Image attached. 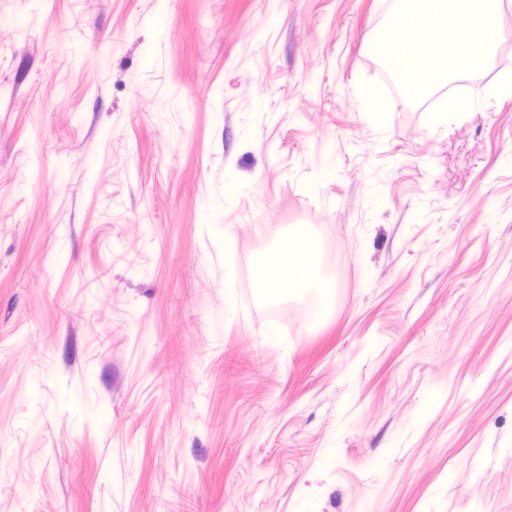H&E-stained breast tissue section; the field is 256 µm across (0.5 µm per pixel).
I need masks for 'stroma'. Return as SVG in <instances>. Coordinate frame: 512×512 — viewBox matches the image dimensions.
Masks as SVG:
<instances>
[{"mask_svg":"<svg viewBox=\"0 0 512 512\" xmlns=\"http://www.w3.org/2000/svg\"><path fill=\"white\" fill-rule=\"evenodd\" d=\"M414 10L0 0V512H512V88L365 111Z\"/></svg>","mask_w":512,"mask_h":512,"instance_id":"obj_1","label":"stroma"}]
</instances>
